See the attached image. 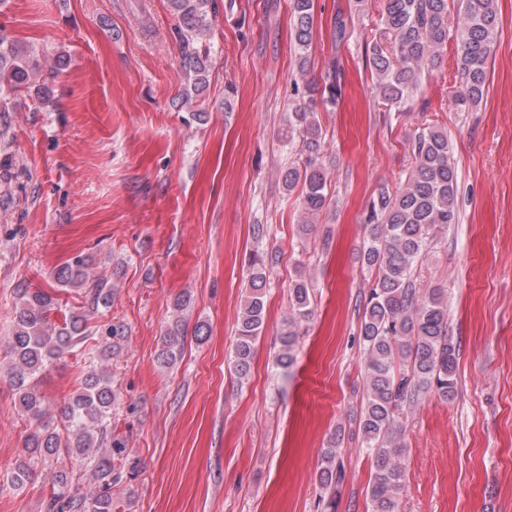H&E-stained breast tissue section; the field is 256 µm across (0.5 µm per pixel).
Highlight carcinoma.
Listing matches in <instances>:
<instances>
[{
  "label": "carcinoma",
  "mask_w": 512,
  "mask_h": 512,
  "mask_svg": "<svg viewBox=\"0 0 512 512\" xmlns=\"http://www.w3.org/2000/svg\"><path fill=\"white\" fill-rule=\"evenodd\" d=\"M178 21L181 65L196 94L207 88L210 31L215 0H169ZM295 45L299 69L305 71L314 27L315 0H293ZM449 0H383L378 38L373 41L368 64L374 88L386 104L401 108L417 92L425 78L438 68L450 31ZM499 28L496 0H457L455 65L459 90L452 105L470 112L484 99L488 61ZM351 36L349 17L341 8L332 21L336 44ZM62 63L44 67L34 52L0 35V124L7 125L11 95L38 84L47 97L49 83L61 72ZM343 67L329 59L322 83L307 82L294 89L298 105L289 113L282 140L295 149L297 158L281 169L283 188L300 189L301 209L308 218L329 204L327 179L317 164L325 135L318 107L334 108L342 97ZM412 163L396 189L382 187L369 203L366 223L371 230L360 261L374 272L372 288L359 325L364 353V398L354 418L355 433L371 461L369 484L371 512H399L405 471V452L400 415L415 407L427 394L452 400L458 394L459 347L449 336L448 297L443 288L426 291L417 287L416 271L430 244L459 223L458 172L448 133L427 125L410 140ZM93 257L77 255L57 268L54 279L61 288L83 293L85 305L61 322H51L56 309L53 297L41 290H24L13 314L7 352L12 361L10 380L17 405L33 426L26 436L10 475L9 488L19 490L36 475L38 464L55 465L44 512H116L112 488L126 482L136 467L120 462L121 442L112 438V377L99 366L122 349L126 331L122 324L105 329L97 360L83 367L80 387L52 415L40 394L37 377L54 360L72 353L89 335L91 318L112 307L114 288L103 278L90 275ZM251 273L237 321L232 363L239 380L248 377L254 348L264 326V297L270 277L266 257L250 259ZM312 286L300 275L289 293L290 314L280 332L277 363L290 368L296 362V346L303 326L313 315ZM187 328L176 317L165 326L156 361L173 367L181 358ZM344 436H333L321 450L317 481L323 512H336V492L344 479L337 463ZM92 471L94 491L83 494L73 486L75 465Z\"/></svg>",
  "instance_id": "obj_1"
}]
</instances>
